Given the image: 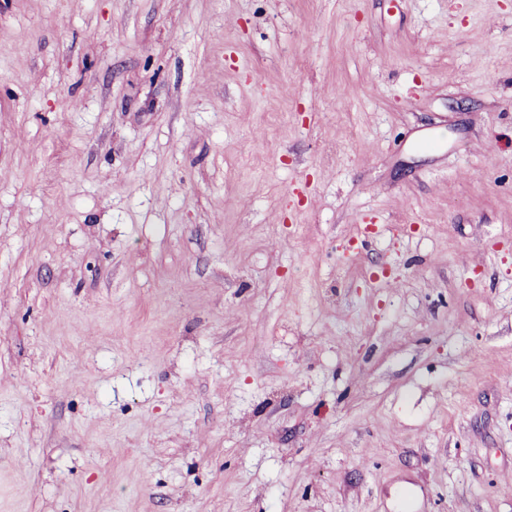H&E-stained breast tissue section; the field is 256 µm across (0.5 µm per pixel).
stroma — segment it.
Listing matches in <instances>:
<instances>
[{
	"label": "stroma",
	"mask_w": 512,
	"mask_h": 512,
	"mask_svg": "<svg viewBox=\"0 0 512 512\" xmlns=\"http://www.w3.org/2000/svg\"><path fill=\"white\" fill-rule=\"evenodd\" d=\"M406 488L512 512V0H0V512Z\"/></svg>",
	"instance_id": "obj_1"
}]
</instances>
